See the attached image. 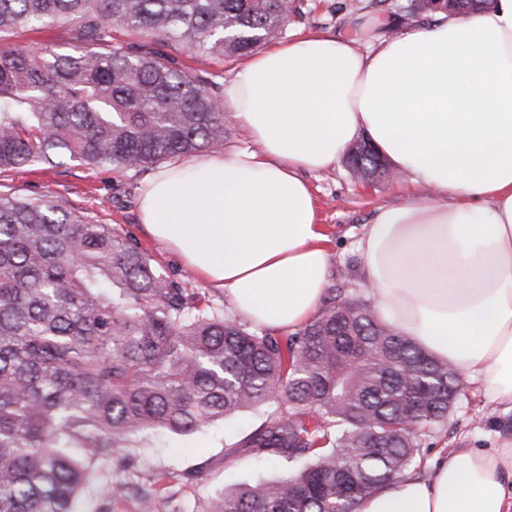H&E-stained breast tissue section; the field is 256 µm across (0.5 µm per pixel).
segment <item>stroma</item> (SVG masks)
Returning <instances> with one entry per match:
<instances>
[{"label": "stroma", "mask_w": 512, "mask_h": 512, "mask_svg": "<svg viewBox=\"0 0 512 512\" xmlns=\"http://www.w3.org/2000/svg\"><path fill=\"white\" fill-rule=\"evenodd\" d=\"M304 0V18L291 19L283 40L312 32L356 34L363 23L387 21L386 6L376 0ZM153 169L140 172L121 168L62 167L29 169L13 175L6 190L20 197H32L46 191L58 192L79 212L98 217L103 223L132 233L168 273L185 278L193 287L204 288L207 297L223 305L226 318L235 312L222 291L205 287L174 254L145 237L138 211V198ZM314 191L318 220L327 237L331 256L330 287L349 298L372 301L370 289L361 276V257L357 242L370 224L377 206L397 204L422 194L421 185L410 177L380 178L364 182L354 178L346 161L309 175ZM270 406L248 409L218 422L211 428L185 436L155 434L137 442L128 459L103 465L101 479L141 480L161 471L175 475L170 483L155 486L152 512H206L209 502L226 487L252 481L257 477L273 479L281 475L278 466L259 465L240 457L226 459L227 449L258 428L270 413ZM512 439V410L495 407L485 401L476 383L461 381L460 390L448 417L433 426L421 438L424 464L420 476L430 473L429 463L440 453L453 448L500 447Z\"/></svg>", "instance_id": "obj_1"}]
</instances>
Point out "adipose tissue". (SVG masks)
Listing matches in <instances>:
<instances>
[{
	"instance_id": "1",
	"label": "adipose tissue",
	"mask_w": 512,
	"mask_h": 512,
	"mask_svg": "<svg viewBox=\"0 0 512 512\" xmlns=\"http://www.w3.org/2000/svg\"><path fill=\"white\" fill-rule=\"evenodd\" d=\"M223 108L253 149L166 166L139 196L145 233L252 325L296 332L330 264L306 176L367 139L427 191L377 207L358 242L378 319L512 409V0L367 50L310 33L258 51ZM355 512H512V440L441 454Z\"/></svg>"
}]
</instances>
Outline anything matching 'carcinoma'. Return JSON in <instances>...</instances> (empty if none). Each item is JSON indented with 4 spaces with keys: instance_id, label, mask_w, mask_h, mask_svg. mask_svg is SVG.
<instances>
[{
    "instance_id": "carcinoma-1",
    "label": "carcinoma",
    "mask_w": 512,
    "mask_h": 512,
    "mask_svg": "<svg viewBox=\"0 0 512 512\" xmlns=\"http://www.w3.org/2000/svg\"><path fill=\"white\" fill-rule=\"evenodd\" d=\"M399 10L436 13L432 0ZM301 16L302 0H0V42L65 25L73 43L0 45V179L71 162L142 170L223 147L220 84L116 33L232 63ZM350 167L387 174L373 150ZM458 390L450 364L365 301L332 293L297 332L263 334L57 193H0V512H87L92 486L123 499L129 483L97 475L133 438L270 402L231 453L286 471L225 489L208 512H353L420 466V436Z\"/></svg>"
}]
</instances>
